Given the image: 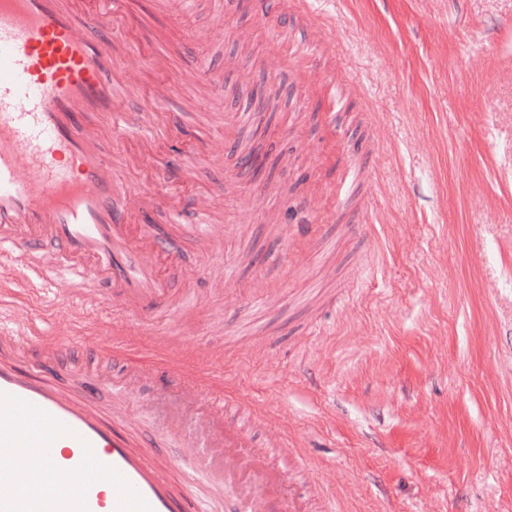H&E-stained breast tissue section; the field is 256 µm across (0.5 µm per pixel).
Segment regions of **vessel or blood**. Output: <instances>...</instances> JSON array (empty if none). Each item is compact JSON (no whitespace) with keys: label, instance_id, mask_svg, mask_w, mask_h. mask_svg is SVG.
<instances>
[{"label":"vessel or blood","instance_id":"vessel-or-blood-1","mask_svg":"<svg viewBox=\"0 0 512 512\" xmlns=\"http://www.w3.org/2000/svg\"><path fill=\"white\" fill-rule=\"evenodd\" d=\"M129 16L130 0H0V264L15 270L0 288V512H274L284 473L268 468L271 451L248 424L228 423L226 401L194 418L196 457L221 467L218 494L179 497L91 398L58 385L72 333L96 316L104 288L116 313L150 324L154 355L177 347L175 331L155 324L188 319L198 297L168 288L180 251L143 225L145 213H191L208 257L230 231L208 198L186 211L148 188L129 193L101 151L129 130L113 89L115 31ZM173 121L165 112L140 127V165L163 164L159 140ZM74 303L83 318L46 329ZM90 368L118 389L144 380Z\"/></svg>","mask_w":512,"mask_h":512}]
</instances>
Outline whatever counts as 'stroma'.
I'll list each match as a JSON object with an SVG mask.
<instances>
[{
    "label": "stroma",
    "mask_w": 512,
    "mask_h": 512,
    "mask_svg": "<svg viewBox=\"0 0 512 512\" xmlns=\"http://www.w3.org/2000/svg\"><path fill=\"white\" fill-rule=\"evenodd\" d=\"M237 18V0H191L189 55L161 77L180 87L167 109L181 129L162 144L191 164L181 197L210 194L238 233L212 263L183 237L185 271L169 283L201 290L202 303L191 320L168 319L179 348L140 358L155 383L121 393L104 382L94 398L123 404L150 458L206 491L186 437L163 421L180 406L183 351H216L225 395L265 409L256 436L284 431L297 448L299 460L273 464L308 512L325 493L339 512H512V0H306L260 38V15ZM159 26L138 0L119 33L129 66L147 64ZM273 52L290 60L276 81L295 97L262 138L248 92L224 87L245 70L261 79ZM213 112L243 118L219 160L207 157L224 134ZM256 143L290 157L258 209L242 151ZM136 145H102L132 189L159 179L128 165ZM349 165L360 182L325 198ZM291 200L323 239L298 262L273 225ZM223 264L228 291L208 292ZM243 285L269 292L257 322ZM98 304L96 335L73 338V354L110 355L120 329L145 340L108 295Z\"/></svg>",
    "instance_id": "35a3bbf8"
}]
</instances>
